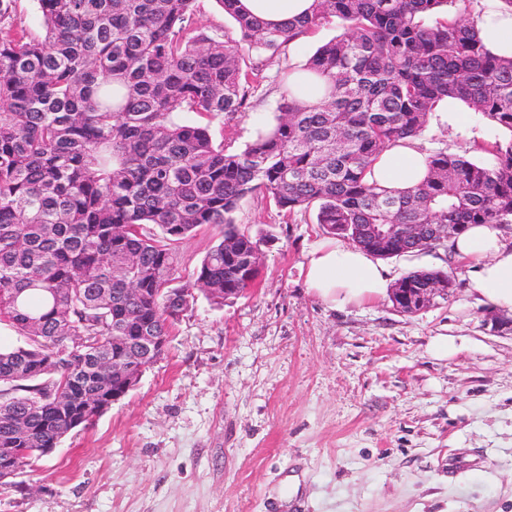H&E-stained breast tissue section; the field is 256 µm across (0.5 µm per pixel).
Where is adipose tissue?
I'll use <instances>...</instances> for the list:
<instances>
[{"instance_id": "1", "label": "adipose tissue", "mask_w": 512, "mask_h": 512, "mask_svg": "<svg viewBox=\"0 0 512 512\" xmlns=\"http://www.w3.org/2000/svg\"><path fill=\"white\" fill-rule=\"evenodd\" d=\"M313 0H239L240 9L269 26H278L310 13ZM479 39L492 53L512 56V13L498 0H481L473 15ZM427 172V154L418 140L407 138L383 151L370 178L393 191L417 185ZM455 255L472 269L473 290L496 309L512 313V246L500 226L474 224L452 241ZM306 280L321 299L343 307L384 297L390 288L386 268L372 254L335 240L316 242L307 255Z\"/></svg>"}]
</instances>
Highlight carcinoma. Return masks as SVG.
Wrapping results in <instances>:
<instances>
[{
  "mask_svg": "<svg viewBox=\"0 0 512 512\" xmlns=\"http://www.w3.org/2000/svg\"><path fill=\"white\" fill-rule=\"evenodd\" d=\"M44 35L0 27V319L22 337L0 347V459L19 468L112 408V337L168 336L184 305L255 285L258 241L236 223L261 193L288 212L317 210L323 230L380 258L432 246L372 224H512V57L488 51L467 0H314L269 29L215 0L235 34L194 22L197 0H36ZM340 34L276 73L274 125L237 150L186 114L232 119L300 32ZM247 47L251 58L240 54ZM496 124L494 162L439 150L415 188L367 179L403 138H419L448 98ZM220 239L173 286L180 243ZM453 287L441 271L397 288ZM181 294L184 304L171 301ZM81 336L78 360L70 337Z\"/></svg>",
  "mask_w": 512,
  "mask_h": 512,
  "instance_id": "obj_1",
  "label": "carcinoma"
}]
</instances>
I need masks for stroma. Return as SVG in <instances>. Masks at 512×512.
<instances>
[{
    "mask_svg": "<svg viewBox=\"0 0 512 512\" xmlns=\"http://www.w3.org/2000/svg\"><path fill=\"white\" fill-rule=\"evenodd\" d=\"M277 100L266 86L214 139L244 147ZM501 136L439 111L420 142L487 161ZM236 221L259 242L256 285L220 307L197 298L138 386L0 489V512H512V327L468 266L441 248L388 258L395 281L448 273L447 298L335 309L306 284L314 213L256 193Z\"/></svg>",
    "mask_w": 512,
    "mask_h": 512,
    "instance_id": "35a3bbf8",
    "label": "stroma"
}]
</instances>
